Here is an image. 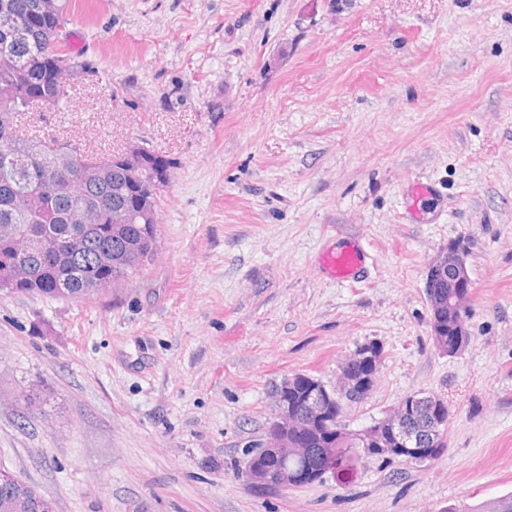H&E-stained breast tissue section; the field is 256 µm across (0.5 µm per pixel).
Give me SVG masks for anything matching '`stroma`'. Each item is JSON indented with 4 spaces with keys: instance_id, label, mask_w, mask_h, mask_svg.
Masks as SVG:
<instances>
[{
    "instance_id": "obj_1",
    "label": "stroma",
    "mask_w": 512,
    "mask_h": 512,
    "mask_svg": "<svg viewBox=\"0 0 512 512\" xmlns=\"http://www.w3.org/2000/svg\"><path fill=\"white\" fill-rule=\"evenodd\" d=\"M61 109L23 134L171 163L158 248L84 300L0 294V464L54 512H443L512 492V0H72ZM428 184L413 204L408 188ZM358 244L369 274H325ZM463 245L466 346L431 336L430 264ZM358 432L405 397L451 412L423 465L252 492L274 390L334 388ZM364 262V252L357 245L349 243L324 252L321 268L324 273L344 282L360 279Z\"/></svg>"
}]
</instances>
